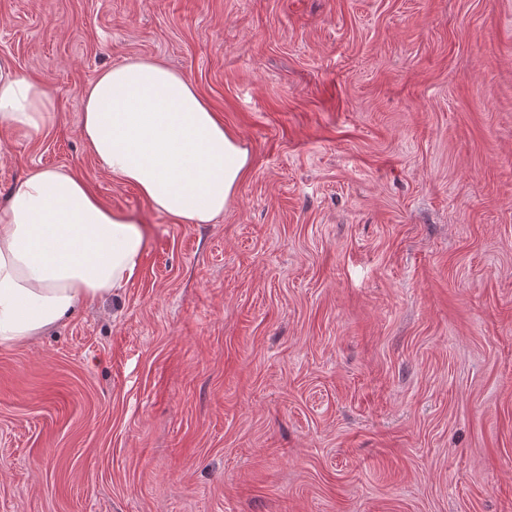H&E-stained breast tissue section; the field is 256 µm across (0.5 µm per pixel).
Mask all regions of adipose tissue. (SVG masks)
I'll list each match as a JSON object with an SVG mask.
<instances>
[{"label": "adipose tissue", "mask_w": 512, "mask_h": 512, "mask_svg": "<svg viewBox=\"0 0 512 512\" xmlns=\"http://www.w3.org/2000/svg\"><path fill=\"white\" fill-rule=\"evenodd\" d=\"M56 114L48 87L0 58V127L34 137ZM82 136L113 179L184 224L212 223L250 166L191 82L149 59L103 70L88 85ZM144 247L140 219L107 209L77 175L33 170L0 205V345L40 335L77 301L124 287Z\"/></svg>", "instance_id": "obj_1"}]
</instances>
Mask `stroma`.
Instances as JSON below:
<instances>
[{
  "instance_id": "35a3bbf8",
  "label": "stroma",
  "mask_w": 512,
  "mask_h": 512,
  "mask_svg": "<svg viewBox=\"0 0 512 512\" xmlns=\"http://www.w3.org/2000/svg\"><path fill=\"white\" fill-rule=\"evenodd\" d=\"M64 167L149 232L125 287L0 346V512H512V0H0ZM189 79L250 167L182 224L83 92Z\"/></svg>"
}]
</instances>
